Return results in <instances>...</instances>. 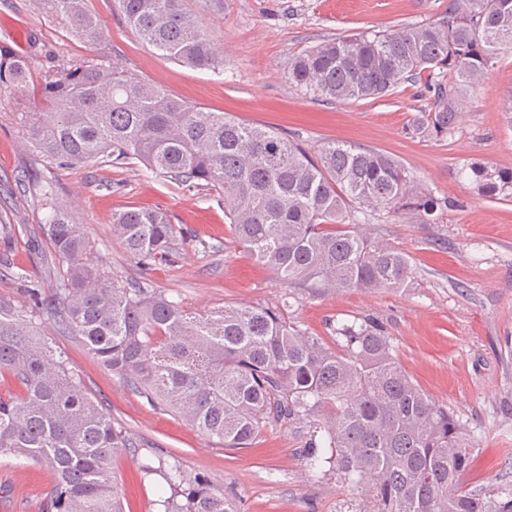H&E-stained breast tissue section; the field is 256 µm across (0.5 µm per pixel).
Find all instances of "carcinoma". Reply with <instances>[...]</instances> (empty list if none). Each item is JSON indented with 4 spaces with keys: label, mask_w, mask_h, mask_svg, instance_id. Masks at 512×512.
Masks as SVG:
<instances>
[{
    "label": "carcinoma",
    "mask_w": 512,
    "mask_h": 512,
    "mask_svg": "<svg viewBox=\"0 0 512 512\" xmlns=\"http://www.w3.org/2000/svg\"><path fill=\"white\" fill-rule=\"evenodd\" d=\"M41 2L71 36L98 40L104 20L84 0ZM113 2L145 44L184 67L223 72V57L185 0ZM511 49L512 0H452L430 22L325 40L289 63L288 81L334 102L378 99L410 83L426 102L412 133L446 136L463 114L466 89ZM41 54L34 35L20 50L0 41V86L27 92ZM46 58L44 81L22 115L36 163L136 160L156 176L212 190L224 196L235 241L291 288H407L410 256L364 232L358 214L434 224L454 207L382 152L329 141L313 156L275 130L192 104L102 57ZM459 174L483 197L512 195V169L472 162ZM19 193L44 212L42 232L59 260L52 301L31 288V309L82 337L137 394L224 448L316 419L321 436L304 448L309 471L350 483L370 504L363 512H512V490L481 494L463 484L474 452L464 427L406 373L372 319L331 327V348L290 320L286 297L276 308L188 310L178 297L115 278L50 178L21 181ZM112 230L140 264L175 254L177 229L161 210L116 213ZM2 372L21 394L0 395V456L54 471L44 512H124L111 462L137 443L30 330L25 310L0 299ZM140 472L162 480L155 512H239L234 498L176 459L146 458Z\"/></svg>",
    "instance_id": "carcinoma-1"
}]
</instances>
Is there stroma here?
Instances as JSON below:
<instances>
[{
	"instance_id": "stroma-1",
	"label": "stroma",
	"mask_w": 512,
	"mask_h": 512,
	"mask_svg": "<svg viewBox=\"0 0 512 512\" xmlns=\"http://www.w3.org/2000/svg\"><path fill=\"white\" fill-rule=\"evenodd\" d=\"M449 0H187L224 56L215 75L180 66L140 40L113 0H87L101 16V37L87 43L49 18L40 0H0V40L23 45L36 34L47 52L69 59L107 55L135 75L213 112L286 134L309 152L346 141L395 156L436 195L454 200L440 223H401L369 216L363 229L408 253L409 288L321 292L289 289L237 245L224 220V198L146 173L139 164L90 163L49 170L64 204L76 214L114 275L181 296L185 307L208 310L239 304L277 307L285 294L290 317L306 333L330 338V324L365 316L382 323L401 366L465 425L474 456L465 474L482 493L512 489V199L477 195L456 172L483 162L512 168V52L468 90L467 106L445 137L408 129L420 105L410 84L377 100L330 102L289 84L292 58L324 40L438 19ZM19 95L0 98V298L27 305L30 285L51 298L55 258L41 232L43 213L20 198L16 183L32 155L16 118ZM163 209L179 235L176 256L138 264L112 233V216L129 208ZM34 331L76 367L92 399L136 440L112 472L125 512H153L158 480L140 479V460L176 458L235 495L240 512H340L353 499L348 483L313 477L303 448L312 429L287 424L265 430L249 448H224L180 418L132 392L89 355L81 337L51 320ZM52 470L0 457V512H42Z\"/></svg>"
}]
</instances>
